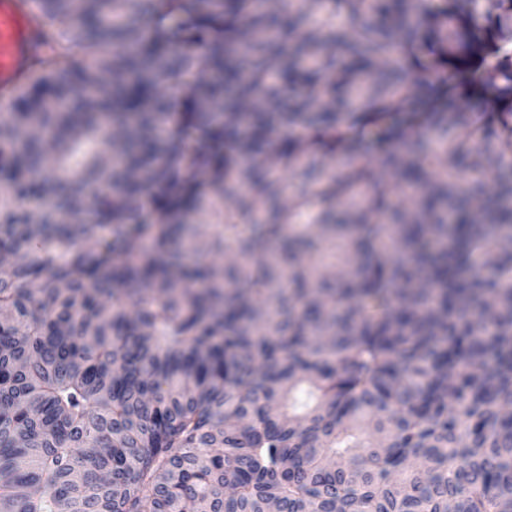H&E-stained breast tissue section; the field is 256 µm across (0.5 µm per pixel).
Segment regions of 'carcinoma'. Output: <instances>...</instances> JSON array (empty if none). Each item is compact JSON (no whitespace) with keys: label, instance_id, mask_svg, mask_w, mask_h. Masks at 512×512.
Instances as JSON below:
<instances>
[{"label":"carcinoma","instance_id":"1","mask_svg":"<svg viewBox=\"0 0 512 512\" xmlns=\"http://www.w3.org/2000/svg\"><path fill=\"white\" fill-rule=\"evenodd\" d=\"M36 15L0 512H512V0Z\"/></svg>","mask_w":512,"mask_h":512}]
</instances>
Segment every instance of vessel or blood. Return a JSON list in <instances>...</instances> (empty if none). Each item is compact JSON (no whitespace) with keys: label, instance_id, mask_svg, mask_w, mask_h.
I'll use <instances>...</instances> for the list:
<instances>
[{"label":"vessel or blood","instance_id":"obj_1","mask_svg":"<svg viewBox=\"0 0 512 512\" xmlns=\"http://www.w3.org/2000/svg\"><path fill=\"white\" fill-rule=\"evenodd\" d=\"M33 0H0V94L21 84L36 59L42 33Z\"/></svg>","mask_w":512,"mask_h":512}]
</instances>
